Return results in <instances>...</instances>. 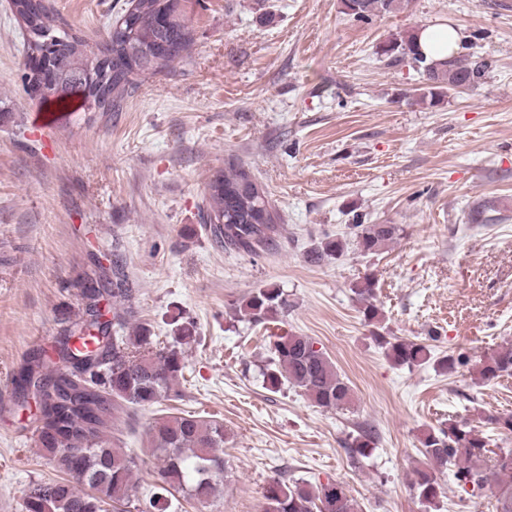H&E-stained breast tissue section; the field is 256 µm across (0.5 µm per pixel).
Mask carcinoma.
Segmentation results:
<instances>
[{
    "label": "carcinoma",
    "mask_w": 512,
    "mask_h": 512,
    "mask_svg": "<svg viewBox=\"0 0 512 512\" xmlns=\"http://www.w3.org/2000/svg\"><path fill=\"white\" fill-rule=\"evenodd\" d=\"M408 0H340L341 12L369 21L402 9ZM11 10L25 31L27 59L37 66L46 91L36 92L42 103L75 104L94 100L100 112H118L140 76L169 69L192 44L182 0H128L96 48L68 29L46 0H11ZM380 53L400 61L409 58L428 66L427 86L418 101L435 106L463 83L479 84L491 68L483 58L451 55L442 61L426 58L417 49L415 32L387 43ZM207 213L213 240L226 250L258 256L277 231L280 216L251 171L236 161L225 163L207 185ZM495 202L482 200L469 213L471 224H491ZM397 224H354L357 250L379 253L401 236ZM347 243L326 236L310 250L319 262L340 257ZM377 279L366 274L351 291L364 321L373 327L374 342L396 366H421L430 361L450 374H469L474 384L487 386L512 376V344L478 361L465 351L434 357L439 336L422 339L395 336L383 325L376 305ZM81 314L57 339L56 358L40 353L18 375L17 403L36 391L35 443L50 457L62 477L32 485L24 496L23 512H131L136 458L112 447L114 412L157 404L177 396L174 385L185 369L177 345L192 338L184 329L175 343L162 346L149 329L130 327L122 316L100 321L99 303L107 299L125 305L133 288L120 260L86 275L80 285ZM288 298L279 288H260L239 307L250 322L266 324L288 311ZM271 357L262 373L266 389L277 392L289 384L303 390L319 408L342 409L352 402V390L315 342L295 334L271 342ZM224 422L195 415H162L149 430L159 489L199 502L221 496L224 474ZM375 436L359 431L347 441L354 458L370 456ZM423 455L439 466L454 467L462 488L494 486L496 512H512V448H492L490 439L466 421L448 424L424 435ZM425 512L437 508L441 491L436 478L414 471L412 481ZM262 512H359L358 505L338 485L313 488L304 481L275 478L264 491Z\"/></svg>",
    "instance_id": "carcinoma-1"
}]
</instances>
